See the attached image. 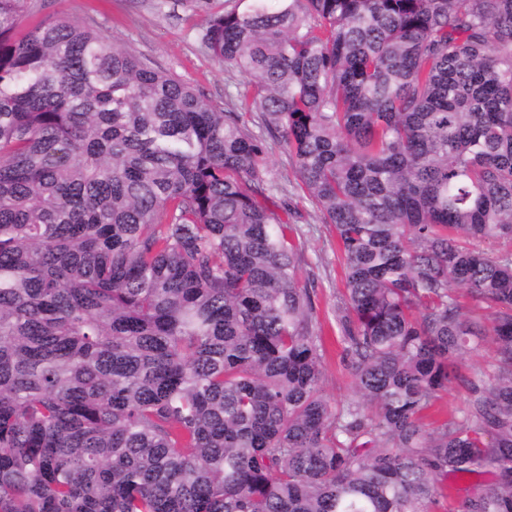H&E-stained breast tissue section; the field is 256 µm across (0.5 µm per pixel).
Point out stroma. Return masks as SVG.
<instances>
[{
  "instance_id": "obj_1",
  "label": "stroma",
  "mask_w": 512,
  "mask_h": 512,
  "mask_svg": "<svg viewBox=\"0 0 512 512\" xmlns=\"http://www.w3.org/2000/svg\"><path fill=\"white\" fill-rule=\"evenodd\" d=\"M206 12V7L195 6L193 0H29L20 27L26 30L58 15L95 23L104 36L123 44L144 63L172 73L193 87L207 104L227 110L235 104L234 93L245 90L248 80L241 73L226 71L202 46L199 31ZM268 156L265 180L278 188L271 203L290 207L295 213L301 245L300 275L313 291L322 328L324 392L333 400L353 398V378L343 361L336 323V307L344 286L335 230L323 223L316 206L304 195L287 151L272 140ZM493 359L494 345L488 339L457 359L460 378L440 393L437 418L452 416L465 407L468 393L462 378L477 369L491 372Z\"/></svg>"
}]
</instances>
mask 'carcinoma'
Returning a JSON list of instances; mask_svg holds the SVG:
<instances>
[{"mask_svg":"<svg viewBox=\"0 0 512 512\" xmlns=\"http://www.w3.org/2000/svg\"><path fill=\"white\" fill-rule=\"evenodd\" d=\"M0 0V512H512V0H235L230 110ZM258 114L262 133L243 122ZM334 226L329 402L266 138ZM473 302L462 312L459 292ZM493 380L423 422L457 357ZM494 344L489 337L481 343L477 350L462 354L456 361V367L461 377H469L476 369L485 372V379L493 375ZM496 477L492 473H485L466 480H458L452 475L448 476L444 484L447 486L448 498L440 501L436 511L432 512H460L461 502L468 496L475 494L479 489L494 483Z\"/></svg>","mask_w":512,"mask_h":512,"instance_id":"obj_1","label":"carcinoma"}]
</instances>
